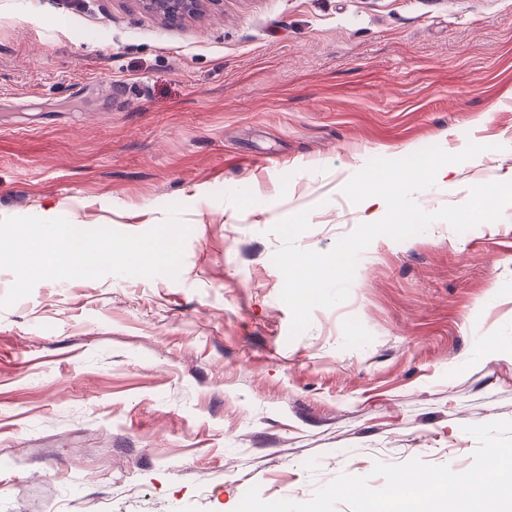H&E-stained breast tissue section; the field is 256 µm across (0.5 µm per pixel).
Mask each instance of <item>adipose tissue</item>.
<instances>
[{
	"instance_id": "ef3b65f1",
	"label": "adipose tissue",
	"mask_w": 512,
	"mask_h": 512,
	"mask_svg": "<svg viewBox=\"0 0 512 512\" xmlns=\"http://www.w3.org/2000/svg\"><path fill=\"white\" fill-rule=\"evenodd\" d=\"M451 170V165L421 159L402 170L381 171L370 175L354 183L353 190L363 207L396 210L404 223L411 224L415 221V215L402 208L403 195L415 186L445 180Z\"/></svg>"
}]
</instances>
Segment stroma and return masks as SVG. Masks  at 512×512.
Here are the masks:
<instances>
[{"label": "stroma", "instance_id": "stroma-1", "mask_svg": "<svg viewBox=\"0 0 512 512\" xmlns=\"http://www.w3.org/2000/svg\"><path fill=\"white\" fill-rule=\"evenodd\" d=\"M486 155L473 157V145ZM427 158L433 213L512 181V0H0V219L140 234L177 278L44 280L0 308V512H234L417 458L461 473L512 420V204L375 238L291 336L272 262L363 223L350 186Z\"/></svg>", "mask_w": 512, "mask_h": 512}]
</instances>
